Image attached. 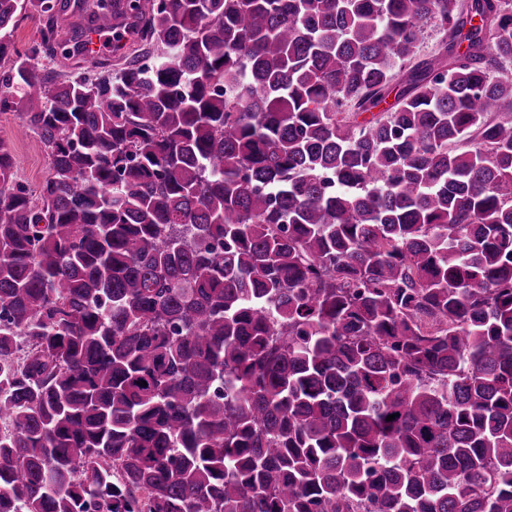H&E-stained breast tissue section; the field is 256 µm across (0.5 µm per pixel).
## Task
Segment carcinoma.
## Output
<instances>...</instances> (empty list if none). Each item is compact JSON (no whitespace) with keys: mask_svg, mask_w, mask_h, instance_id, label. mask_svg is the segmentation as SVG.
Here are the masks:
<instances>
[{"mask_svg":"<svg viewBox=\"0 0 512 512\" xmlns=\"http://www.w3.org/2000/svg\"><path fill=\"white\" fill-rule=\"evenodd\" d=\"M68 8L0 0V512H512V0ZM112 46L101 51L98 58L94 59L82 51L71 59H63L59 54L56 58L39 57L41 67H58L65 71H87L99 63L112 62ZM19 111L0 113V137L10 141L19 175L31 188L38 186L49 171V161L37 137L24 126Z\"/></svg>","mask_w":512,"mask_h":512,"instance_id":"obj_1","label":"carcinoma"}]
</instances>
